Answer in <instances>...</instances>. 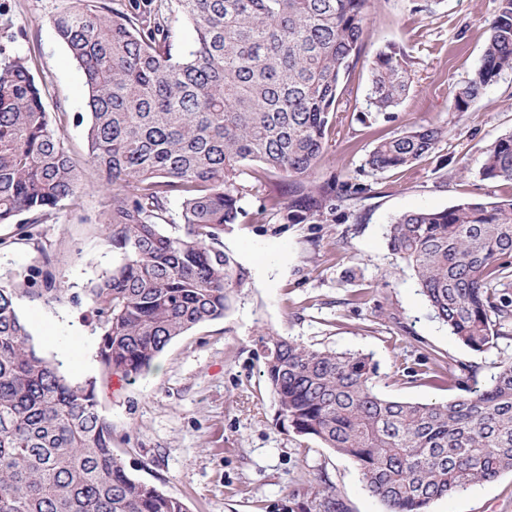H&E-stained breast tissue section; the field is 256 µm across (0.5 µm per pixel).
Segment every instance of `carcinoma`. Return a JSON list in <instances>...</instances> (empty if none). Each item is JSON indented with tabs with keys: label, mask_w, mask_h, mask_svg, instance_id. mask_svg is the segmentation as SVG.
Returning <instances> with one entry per match:
<instances>
[{
	"label": "carcinoma",
	"mask_w": 512,
	"mask_h": 512,
	"mask_svg": "<svg viewBox=\"0 0 512 512\" xmlns=\"http://www.w3.org/2000/svg\"><path fill=\"white\" fill-rule=\"evenodd\" d=\"M71 2L52 26L85 76L87 158L112 193L103 224L123 258L88 288L100 371L83 384L33 344L16 305L32 283L0 282V512H189L129 475L97 383L136 380L173 339L231 309L249 273L221 238L248 216L246 196L259 197L256 214L287 224H318L370 197L372 184L357 174L314 178L359 59L368 0H163V14ZM180 19L195 36L177 52ZM505 71L512 0H499L454 110L468 111ZM370 74L361 121L392 122L411 69L388 44ZM43 97L25 58L0 64V224L25 214L42 224L76 197L80 175ZM443 135L401 130L378 141L365 165L374 174L409 168ZM269 174L288 183V202L261 195L257 183ZM479 175L512 181V132L489 145ZM386 238L463 347L484 353L512 332V199L405 212ZM261 343L280 419L349 457L388 512H429L439 498L512 472V363L482 390L420 403L381 396L368 355L275 333ZM468 371L435 354L421 373L446 372L460 386ZM311 508L346 512L332 487Z\"/></svg>",
	"instance_id": "1"
}]
</instances>
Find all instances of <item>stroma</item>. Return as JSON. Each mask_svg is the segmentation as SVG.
I'll list each match as a JSON object with an SVG mask.
<instances>
[{"mask_svg":"<svg viewBox=\"0 0 512 512\" xmlns=\"http://www.w3.org/2000/svg\"><path fill=\"white\" fill-rule=\"evenodd\" d=\"M66 0H0V63L26 57L46 85L51 118H64L65 146L82 174L75 201L47 223L0 225V277L64 283L62 301L20 294L17 309L36 345L77 382L97 376L99 337L86 288L122 260L106 239L102 214L111 195L86 163L85 78L51 24ZM498 0H370L360 58L347 82L348 105L331 132L320 178L360 172L371 198L319 224L233 225L222 242L248 269L224 319L173 340L136 382L99 392L112 423V447L128 472L184 500L189 512H294L316 491L335 488L347 512H386L347 457L283 425L263 376L259 338L274 332L304 345L371 355L386 397L449 401L463 387L427 382V354L468 364L464 387L487 386L512 363V335L475 354L434 319L410 269L387 247L392 219L416 209L512 198V183L481 179L486 147L512 131V71L502 73L465 112L455 90L480 65ZM403 51L412 87L392 122L365 124L370 63L386 45ZM434 124L445 137L414 166L365 172L368 152L404 128ZM431 512H512V472L435 501Z\"/></svg>","mask_w":512,"mask_h":512,"instance_id":"35a3bbf8","label":"stroma"}]
</instances>
